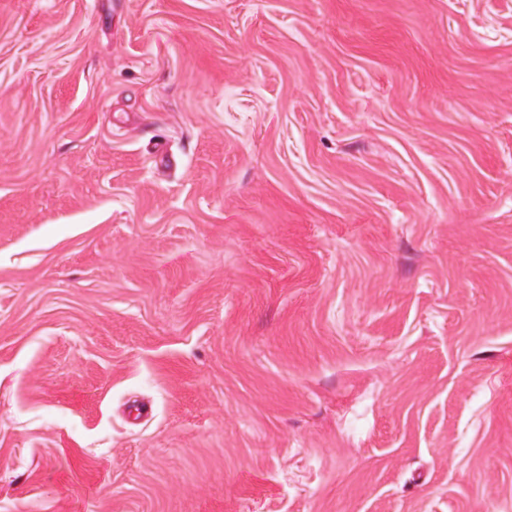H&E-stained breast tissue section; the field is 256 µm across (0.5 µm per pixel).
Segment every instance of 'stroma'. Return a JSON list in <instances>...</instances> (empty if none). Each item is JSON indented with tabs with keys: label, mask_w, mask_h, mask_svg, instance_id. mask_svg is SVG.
<instances>
[{
	"label": "stroma",
	"mask_w": 512,
	"mask_h": 512,
	"mask_svg": "<svg viewBox=\"0 0 512 512\" xmlns=\"http://www.w3.org/2000/svg\"><path fill=\"white\" fill-rule=\"evenodd\" d=\"M0 512H512V0H0Z\"/></svg>",
	"instance_id": "1"
}]
</instances>
